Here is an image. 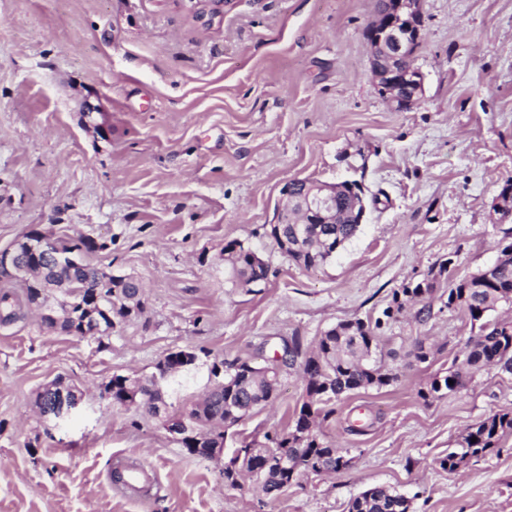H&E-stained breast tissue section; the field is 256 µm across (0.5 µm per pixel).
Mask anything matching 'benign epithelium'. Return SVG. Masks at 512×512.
Listing matches in <instances>:
<instances>
[{
	"instance_id": "obj_1",
	"label": "benign epithelium",
	"mask_w": 512,
	"mask_h": 512,
	"mask_svg": "<svg viewBox=\"0 0 512 512\" xmlns=\"http://www.w3.org/2000/svg\"><path fill=\"white\" fill-rule=\"evenodd\" d=\"M422 0H388L386 7L372 20L366 31L369 45V68L379 94L397 111H406L416 105L423 92V75L413 64L414 55L422 40ZM225 0H187L184 7L199 15V21L208 26L223 13ZM338 183H318L293 179L281 190L283 199L298 202L300 213L316 216L324 224L334 223ZM17 239L0 249V274L23 278L26 265L22 262ZM83 400L80 392L72 389L61 392L57 404V420L72 414Z\"/></svg>"
}]
</instances>
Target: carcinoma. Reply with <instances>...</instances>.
<instances>
[{
    "label": "carcinoma",
    "instance_id": "cac0c4a2",
    "mask_svg": "<svg viewBox=\"0 0 512 512\" xmlns=\"http://www.w3.org/2000/svg\"><path fill=\"white\" fill-rule=\"evenodd\" d=\"M352 198L341 191L336 199L337 223L322 224L317 218L307 224H271L265 235L279 252L307 270L322 267L343 248L357 232L359 225L350 223L348 213ZM53 251L58 260L49 264L29 257V279L54 283L61 294V305L68 316L49 327L65 333L82 330L84 322L102 320L99 333H109L112 325H120L144 313L142 285L132 276H115L91 266L86 260L74 264L69 254L85 255L104 248L90 236L58 238ZM226 282L233 288H250L268 279L269 264L240 241L224 245ZM455 264L446 258L435 264L426 278L409 282L393 292L390 304L383 310L386 321H398L408 310L425 321L431 316L432 296L437 283L451 282L446 306L461 309L471 320L480 322L479 333L469 338L460 365L444 376H434L420 396L428 400L461 391L475 375L490 366L512 373V319H484L485 313L498 303L512 304V243L503 247L497 260L461 279H453ZM20 292L0 293V321L19 318V310L33 303V289L28 279L15 280ZM85 289L77 297L73 292ZM383 320V321H385ZM378 319L371 324L362 319L337 323L318 336L310 349H302L298 337L283 344L282 364L299 365L306 381V398L294 412L291 422L280 432L264 435L265 442L246 438L239 442L233 457L224 466V484L235 487L239 479L252 478L255 489L275 495L308 474L331 475L341 471L338 462L343 454L324 442L320 426L335 409L326 405L341 395L359 388L383 387L397 379L386 360L396 357L384 350L375 330L382 328ZM182 350L168 352L146 377L114 374L104 385V394L116 405L138 401L142 412L156 417L158 411L191 425V431L177 442L191 455L213 457L224 449L229 428L239 424L253 410L273 402L280 386V368L275 364L258 368L246 361L214 360L209 368L213 385L205 396L179 409L167 401L170 379L183 368ZM512 432V411L495 413L472 427L457 441L458 450L441 460L450 472L468 458L482 457L499 447L502 437ZM283 454L288 466L265 465L266 453ZM410 501L404 495L384 486L367 489L353 498L348 512H409Z\"/></svg>",
    "mask_w": 512,
    "mask_h": 512
}]
</instances>
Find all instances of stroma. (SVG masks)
<instances>
[{"label":"stroma","instance_id":"obj_1","mask_svg":"<svg viewBox=\"0 0 512 512\" xmlns=\"http://www.w3.org/2000/svg\"><path fill=\"white\" fill-rule=\"evenodd\" d=\"M377 0H228L202 27L175 0H0V248L38 229L102 243L87 260L143 285V315L103 337L47 328L38 310L0 323V512H348L374 486L410 512H512V434L441 466L476 422L512 410V374L420 396L476 335L445 308L384 331L397 380L335 402L320 429L348 467L276 496L224 484L223 462L170 442L160 420L102 398L112 375L145 377L168 351L271 365L339 322L375 319L440 259L459 275L493 263V205L512 179V0H423L420 102L390 109L363 33ZM104 129L84 122L86 103ZM362 183L368 217L326 265L297 266L266 236L286 181ZM268 261L265 285L230 287L224 245ZM431 348L427 362L414 341ZM79 387L78 413L39 415L48 382ZM305 397L281 372L273 406L234 430L284 428ZM151 471L148 497L118 493L117 459Z\"/></svg>","mask_w":512,"mask_h":512}]
</instances>
